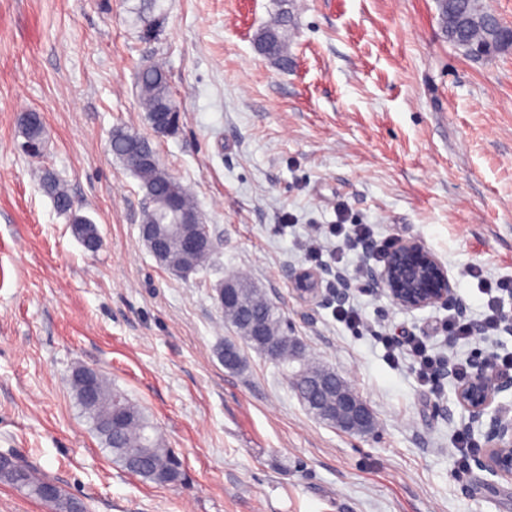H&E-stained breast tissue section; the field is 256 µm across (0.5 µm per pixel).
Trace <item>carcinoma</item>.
<instances>
[{"instance_id":"cac0c4a2","label":"carcinoma","mask_w":512,"mask_h":512,"mask_svg":"<svg viewBox=\"0 0 512 512\" xmlns=\"http://www.w3.org/2000/svg\"><path fill=\"white\" fill-rule=\"evenodd\" d=\"M480 7L487 23L496 22V15L482 0H436V7L442 29L448 42L457 44L466 41L472 46L486 42L489 35L484 25L457 24V20L475 7ZM292 27L290 12L281 7L272 22L263 26L256 34L257 47L261 52L282 69H288L291 56L288 52L289 33ZM137 97L146 118L155 133L169 135L167 128L178 132L180 113L175 103L169 77L163 66L156 62H146L137 74ZM25 149L28 154L38 157L44 144V126L41 115L30 112L22 126ZM112 154L122 162L128 157L142 151L152 156V162L132 169L139 179L140 186L149 200V206L143 212L142 223L176 224L178 215L157 211L152 206L156 200L172 197L179 201L181 208L201 216L193 197L179 181L172 177L160 164L150 142L140 134L125 127L112 130L110 139ZM43 187L53 198L56 207L63 213L70 214L72 232L75 237L85 241L99 235L93 222L71 213L67 209L70 196L63 183L52 173L47 172L42 179ZM215 263V253L201 252L191 261L181 264L174 272L188 275L204 266ZM237 285L238 305L220 306L224 320L230 324L251 347L262 352L269 359L286 364L300 358L298 340L282 331L281 315L277 307L247 277L238 275L233 278ZM84 370L78 369L73 374L72 387L77 401L92 421L93 428L102 443L111 450L113 458L128 472L155 484H176L181 479V463L173 451L165 445L162 438L152 426L146 414L123 392L110 387L100 374H95L97 398L88 402L83 382ZM318 380L333 386L336 384V372L323 366L303 364L300 371L291 377V386L306 409L321 421L326 418L312 405L316 393L306 386L305 381ZM328 422V421H326ZM336 426V421L328 422ZM0 482L8 484L27 495L40 498L39 490L49 483V479L37 474L29 466L19 462L11 454H0Z\"/></svg>"}]
</instances>
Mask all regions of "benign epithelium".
I'll use <instances>...</instances> for the list:
<instances>
[{
  "label": "benign epithelium",
  "instance_id": "7a95c632",
  "mask_svg": "<svg viewBox=\"0 0 512 512\" xmlns=\"http://www.w3.org/2000/svg\"><path fill=\"white\" fill-rule=\"evenodd\" d=\"M512 49V26L497 24L496 40L481 47L466 46L462 55L471 60H482ZM141 238L148 250L161 264H166L159 225H141ZM373 286L386 292L390 299L404 309H421L428 306L463 307L454 295L447 269L421 243L400 240L385 257L383 267L369 270ZM296 289L310 296H318L317 277L303 271L295 276ZM512 393V376L498 371L491 360L477 361L470 378L457 387V399L468 412L473 423L486 424L485 448L475 459V465L493 477L512 480V411L495 404V399ZM347 416V423L340 428L345 433L357 426H367L374 414L367 401L356 392L341 395L336 400Z\"/></svg>",
  "mask_w": 512,
  "mask_h": 512
}]
</instances>
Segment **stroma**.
I'll return each instance as SVG.
<instances>
[{
    "mask_svg": "<svg viewBox=\"0 0 512 512\" xmlns=\"http://www.w3.org/2000/svg\"><path fill=\"white\" fill-rule=\"evenodd\" d=\"M292 65L254 39L275 0H0V452L48 476L87 512H512V481L455 470L468 421L456 384L427 395L379 334L420 336L474 359L512 332L448 336V309L407 310L373 287L375 258L347 253L344 295L364 327L336 321L292 277L319 224L416 239L447 268L469 317L486 300L468 265L512 280V51L475 62L444 35L434 0H290ZM158 18L143 38L141 17ZM163 62L182 116L151 129L136 72ZM39 112L40 157L20 113ZM148 137L219 244L214 270L178 277L140 236L146 199L109 146ZM53 172L102 247L87 251L43 191ZM243 274L278 308L306 362L370 405L366 434L309 414L281 366L224 320L215 285ZM235 345L240 369L221 353ZM96 369L138 404L187 480L156 485L115 462L69 384Z\"/></svg>",
    "mask_w": 512,
    "mask_h": 512,
    "instance_id": "35a3bbf8",
    "label": "stroma"
}]
</instances>
